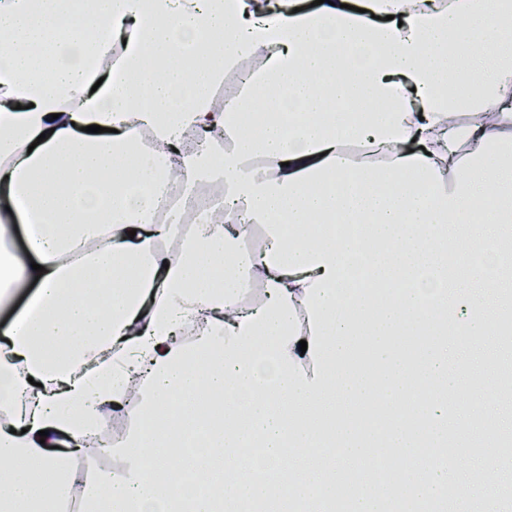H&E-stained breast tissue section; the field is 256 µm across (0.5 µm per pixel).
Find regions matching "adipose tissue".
Segmentation results:
<instances>
[{"label":"adipose tissue","mask_w":512,"mask_h":512,"mask_svg":"<svg viewBox=\"0 0 512 512\" xmlns=\"http://www.w3.org/2000/svg\"><path fill=\"white\" fill-rule=\"evenodd\" d=\"M203 183L223 218L156 221ZM17 220L42 272L0 331V512H324L336 469L371 458L402 461L404 504L431 499L464 475L417 464L413 419L484 394L512 315V0H0L2 305ZM250 225L261 251L239 247ZM491 239L496 277L474 258ZM364 401L396 417L378 450L350 418ZM131 416L124 467L98 471L86 439Z\"/></svg>","instance_id":"1"}]
</instances>
